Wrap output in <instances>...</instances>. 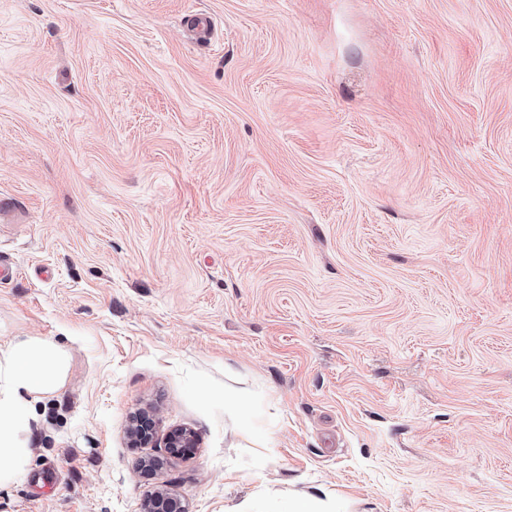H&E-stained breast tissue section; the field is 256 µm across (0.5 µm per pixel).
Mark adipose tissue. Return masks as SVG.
Segmentation results:
<instances>
[{"label":"adipose tissue","instance_id":"obj_1","mask_svg":"<svg viewBox=\"0 0 512 512\" xmlns=\"http://www.w3.org/2000/svg\"><path fill=\"white\" fill-rule=\"evenodd\" d=\"M65 376V356L56 345L26 338L0 350V481L22 470L30 403L59 389Z\"/></svg>","mask_w":512,"mask_h":512}]
</instances>
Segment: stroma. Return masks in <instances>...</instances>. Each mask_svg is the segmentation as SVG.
I'll use <instances>...</instances> for the list:
<instances>
[{
  "instance_id": "obj_1",
  "label": "stroma",
  "mask_w": 512,
  "mask_h": 512,
  "mask_svg": "<svg viewBox=\"0 0 512 512\" xmlns=\"http://www.w3.org/2000/svg\"><path fill=\"white\" fill-rule=\"evenodd\" d=\"M0 258V512H512V0H0ZM65 376V356L56 345L26 338L0 350V484L20 474L28 454L30 403L59 389ZM144 512H186L181 500L165 492L155 494L144 507Z\"/></svg>"
}]
</instances>
